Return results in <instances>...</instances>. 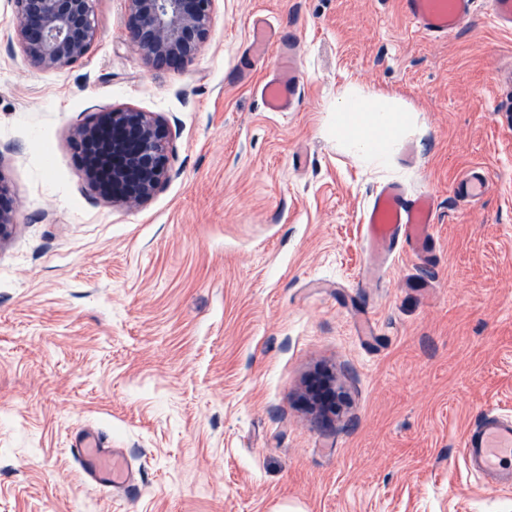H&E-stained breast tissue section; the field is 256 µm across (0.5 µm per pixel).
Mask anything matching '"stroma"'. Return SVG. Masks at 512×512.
<instances>
[{
    "label": "stroma",
    "mask_w": 512,
    "mask_h": 512,
    "mask_svg": "<svg viewBox=\"0 0 512 512\" xmlns=\"http://www.w3.org/2000/svg\"><path fill=\"white\" fill-rule=\"evenodd\" d=\"M78 63L34 68L0 0V173L16 229L0 243V512H512L469 474L461 437L512 415V125L497 66L512 34L489 0L433 40L400 0H215L211 37L178 70L130 46L125 0H97ZM299 57L301 102L266 111L274 59L253 14ZM412 111L390 165L330 132L340 93ZM131 106L169 119L173 171L142 207L103 204L71 130ZM491 188L457 192L471 170ZM430 193L425 258L365 273L376 192ZM346 402L308 412L309 373ZM97 431L136 474L88 484L69 451Z\"/></svg>",
    "instance_id": "stroma-1"
}]
</instances>
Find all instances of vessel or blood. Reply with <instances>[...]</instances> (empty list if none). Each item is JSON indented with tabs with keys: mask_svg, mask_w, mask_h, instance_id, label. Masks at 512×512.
I'll return each instance as SVG.
<instances>
[{
	"mask_svg": "<svg viewBox=\"0 0 512 512\" xmlns=\"http://www.w3.org/2000/svg\"><path fill=\"white\" fill-rule=\"evenodd\" d=\"M405 16L427 35L445 39L455 34L476 11L477 0H401ZM262 102L269 112H292L299 103L296 79L268 82ZM490 182L485 175L472 173L461 181L460 191L469 200L481 199ZM363 236L370 255L390 250L405 240L412 252L423 249L434 222V206L428 195H409L396 184L382 187L363 218ZM463 457L473 474L493 478L500 485H512V418L494 413L483 415L462 437ZM71 453L87 480L101 488L131 486L132 468L97 434L76 439Z\"/></svg>",
	"mask_w": 512,
	"mask_h": 512,
	"instance_id": "b4317fda",
	"label": "vessel or blood"
}]
</instances>
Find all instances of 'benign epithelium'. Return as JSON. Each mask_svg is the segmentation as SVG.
<instances>
[{
    "instance_id": "benign-epithelium-1",
    "label": "benign epithelium",
    "mask_w": 512,
    "mask_h": 512,
    "mask_svg": "<svg viewBox=\"0 0 512 512\" xmlns=\"http://www.w3.org/2000/svg\"><path fill=\"white\" fill-rule=\"evenodd\" d=\"M15 37L31 64L59 70L82 60L98 37L95 0H13ZM127 32L139 58L156 69L187 66L211 37L214 0H126ZM75 159L89 187L113 207L137 209L170 180L171 129L153 112L114 107L76 126ZM15 226V201L0 175V240ZM311 403L336 409V391L322 378Z\"/></svg>"
}]
</instances>
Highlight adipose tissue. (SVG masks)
Segmentation results:
<instances>
[{"label":"adipose tissue","mask_w":512,"mask_h":512,"mask_svg":"<svg viewBox=\"0 0 512 512\" xmlns=\"http://www.w3.org/2000/svg\"><path fill=\"white\" fill-rule=\"evenodd\" d=\"M410 112L396 99L346 89L333 109L337 142L365 165H386L396 151Z\"/></svg>","instance_id":"ef3b65f1"}]
</instances>
